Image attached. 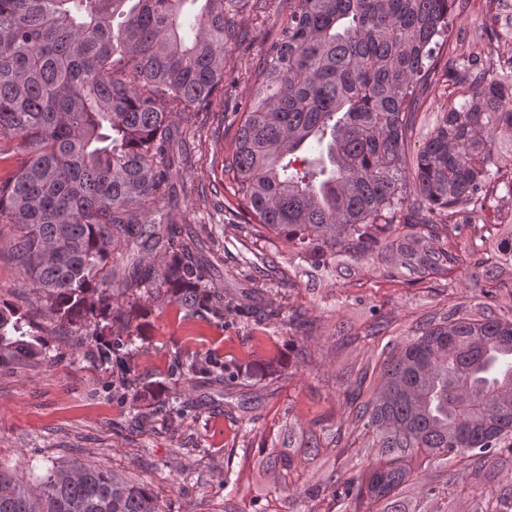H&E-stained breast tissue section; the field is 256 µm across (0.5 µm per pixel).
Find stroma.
I'll use <instances>...</instances> for the list:
<instances>
[{
  "label": "stroma",
  "mask_w": 512,
  "mask_h": 512,
  "mask_svg": "<svg viewBox=\"0 0 512 512\" xmlns=\"http://www.w3.org/2000/svg\"><path fill=\"white\" fill-rule=\"evenodd\" d=\"M283 13L273 7L263 16L240 14L225 57L223 89L210 104L175 116L188 143L187 186L230 196L223 167L233 149L235 110L249 94V73L262 64L264 45ZM192 204L190 221L180 231L212 259V287L228 302L254 296L260 319L247 325L230 315L193 318L146 289L118 297L115 309L135 305L139 316L130 324L112 322L104 335L121 344L132 374L145 382L167 377L164 398L197 402L188 415L154 412L140 430L130 425L141 411L138 402L118 397L115 374L97 365L81 330H55L9 248L13 229L0 224V300L29 316L55 356L50 363L35 358L0 366V465L13 469L19 481L56 465L88 461L144 484L161 512H215L228 498L249 504L259 449L281 447L288 433L316 426L342 435L341 447L328 457L336 470L378 465L379 449L369 444L345 400L351 372L374 364L385 344H402L418 322L437 321L478 302L480 291L464 272L461 287L437 280L426 287L405 268L389 278L380 263L361 288L345 286L335 267L314 270L285 238L247 236L241 215L214 210L197 198ZM257 254L273 258V276L248 278L246 261ZM371 308L389 322L376 338L363 333ZM291 311L314 321L312 336L282 323ZM187 354L223 361L229 385L182 376L177 361ZM409 464L414 483L404 492L407 512H478L479 493L488 486L503 502L512 501V464L500 465L497 457L474 455L462 472L455 464L437 467L417 457ZM456 473L462 495L453 499L441 487ZM425 486L435 487V495L423 497Z\"/></svg>",
  "instance_id": "stroma-1"
}]
</instances>
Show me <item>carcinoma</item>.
Masks as SVG:
<instances>
[{"mask_svg":"<svg viewBox=\"0 0 512 512\" xmlns=\"http://www.w3.org/2000/svg\"><path fill=\"white\" fill-rule=\"evenodd\" d=\"M269 0H0V152L20 156L0 183V224L21 234L13 254L59 328L112 313V285L135 296H168L189 315L254 313L208 288L211 261L177 231L176 179L187 159L172 115L208 102L224 86V56L244 12ZM464 0H288L249 75L234 148L224 158L248 234L283 236L315 269L344 264L348 285L380 258L422 278L453 284L471 269L477 316L425 323L384 362L356 376L347 404L385 457L367 473L326 471L302 481L296 458L327 455L312 434L305 448H261L271 476L261 496L290 488L327 512L359 500L397 512L411 477L407 458L451 459L474 450L512 453V314L490 301L512 266V232L479 230L467 207L512 196V70L480 48L441 62ZM487 0L483 41L498 39ZM192 22L193 38L184 28ZM448 102L408 154L417 113L437 76ZM158 260L112 263L141 237ZM26 314L0 301V365L40 357L49 346ZM101 364L114 345L93 330ZM185 376L228 379L225 366L188 356ZM0 512H160L142 485L90 463L49 469L34 486L0 465Z\"/></svg>","mask_w":512,"mask_h":512,"instance_id":"obj_1","label":"carcinoma"}]
</instances>
